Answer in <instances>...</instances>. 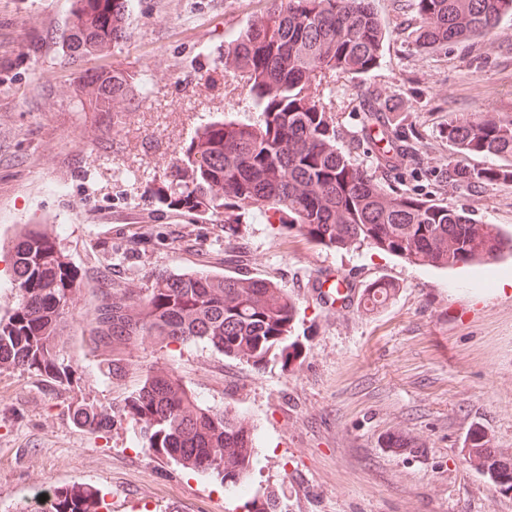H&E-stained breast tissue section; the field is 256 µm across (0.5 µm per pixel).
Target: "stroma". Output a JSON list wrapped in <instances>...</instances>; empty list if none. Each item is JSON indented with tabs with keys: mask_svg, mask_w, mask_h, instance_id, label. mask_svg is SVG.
I'll return each mask as SVG.
<instances>
[{
	"mask_svg": "<svg viewBox=\"0 0 512 512\" xmlns=\"http://www.w3.org/2000/svg\"><path fill=\"white\" fill-rule=\"evenodd\" d=\"M72 0H0V243L24 224L57 235L80 281L59 361L68 382L0 369V512H18L34 489L89 485L101 512H512L463 454L472 432L512 454V287H488L493 267L438 270L361 246L317 245L287 216L238 209L227 220L164 199L165 169L201 123L255 122L234 73L207 97L194 90L224 42L265 0H133L127 40L97 57L63 56ZM387 31L377 66L336 71L318 89L336 144L384 190L409 193L512 230V181L457 187L448 167L497 165L461 159L449 122L476 114L512 118V16L490 35L433 49L417 42L415 0H374ZM134 73L154 99L127 104L122 123L79 112L74 89L88 71ZM374 105L414 130L395 163ZM214 270L276 282L297 303L290 364L255 365L197 344L130 352L126 378L107 377L89 326L100 288H145L162 271ZM368 291L394 290L380 307L336 316L312 293L321 270ZM172 368L207 406L246 416L256 462L244 488L183 469L141 448L139 424L116 415L106 432L77 427L70 405H120L144 372ZM405 447H396V440Z\"/></svg>",
	"mask_w": 512,
	"mask_h": 512,
	"instance_id": "35a3bbf8",
	"label": "stroma"
}]
</instances>
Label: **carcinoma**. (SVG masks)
<instances>
[{
	"label": "carcinoma",
	"instance_id": "1",
	"mask_svg": "<svg viewBox=\"0 0 512 512\" xmlns=\"http://www.w3.org/2000/svg\"><path fill=\"white\" fill-rule=\"evenodd\" d=\"M63 54L106 52L127 39L131 0H74ZM424 46L494 33L512 15V0H416ZM386 30L371 0H266L264 13L224 41L221 64L244 80L260 119L224 120L196 128L168 164V188L193 209L223 215L233 208L285 212L310 241L337 250L369 245L405 261L457 269L512 254V232L479 224L467 210L450 209L407 193L385 192L336 146V125L318 88L337 70L364 74L380 57ZM136 91L124 71L97 69L75 89L79 112H110L123 120ZM411 136L390 139L392 156ZM448 141L463 156H494L508 164L448 167V182L474 185L512 179V119L486 115L448 124ZM15 303L0 316V367L40 372L50 383L69 378L56 351L58 330L80 284L66 255L41 224H31L12 247ZM296 303L268 279L245 282L205 271L158 273L140 292L104 288L96 308V350L108 374L130 371L128 354L147 336L162 346L199 342L227 357L257 364L297 355L290 341ZM121 411L141 422L142 447L185 469L237 484L252 470V425L228 410L211 409L171 370L146 371ZM75 424L100 432L112 408L77 403ZM467 462L499 493L512 492V455L490 447L482 433L464 449ZM90 487L57 488L20 512H99Z\"/></svg>",
	"mask_w": 512,
	"mask_h": 512
}]
</instances>
